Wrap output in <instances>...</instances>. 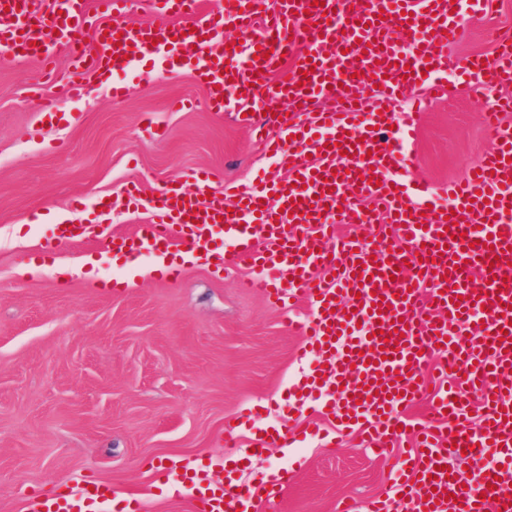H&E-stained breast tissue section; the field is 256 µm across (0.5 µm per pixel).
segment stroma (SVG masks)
Listing matches in <instances>:
<instances>
[{
    "mask_svg": "<svg viewBox=\"0 0 512 512\" xmlns=\"http://www.w3.org/2000/svg\"><path fill=\"white\" fill-rule=\"evenodd\" d=\"M509 28L512 0H486L465 16L445 49L447 92L428 101L420 128L406 136L419 175L437 192L491 145L457 67L472 55L493 57L496 32ZM41 71L35 56L0 63V512H26L33 498L89 477L117 493L106 512H123L133 493L151 512H191L171 492L182 465L238 456L224 444V423L245 411L240 447L289 427L302 433L236 471L256 486L292 470L269 502L273 512H338L347 497L385 496L408 447L390 440L376 456L360 430L337 439L340 420L323 401L300 412L302 341L282 309L238 288L247 270L218 277L195 262L165 280L153 256L113 254L64 280L59 267L88 253L58 246L51 222L37 219L101 217L129 232L144 216L122 206L126 186L144 196L171 183L190 189L206 171L229 196L255 174L284 178L287 170L231 113L202 109L204 81L174 54L137 58L77 98ZM43 96L58 103L51 114L36 106ZM164 466L167 485L151 487Z\"/></svg>",
    "mask_w": 512,
    "mask_h": 512,
    "instance_id": "1",
    "label": "stroma"
}]
</instances>
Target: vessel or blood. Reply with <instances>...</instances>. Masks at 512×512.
<instances>
[{
	"instance_id": "1",
	"label": "vessel or blood",
	"mask_w": 512,
	"mask_h": 512,
	"mask_svg": "<svg viewBox=\"0 0 512 512\" xmlns=\"http://www.w3.org/2000/svg\"><path fill=\"white\" fill-rule=\"evenodd\" d=\"M482 0H146L148 23L113 20L97 54L78 46L91 11H118V0H0V41L21 16L33 18L30 41L46 64L66 53L73 92L98 66L124 68L129 56L173 45L203 69L209 112L260 113L276 97L290 107L263 143L286 166L284 178L241 186L233 208L209 176L194 192L172 185L152 200L126 195L147 210V223L129 234H108L104 251L137 258L144 248L162 255H201L215 270L250 269L243 285L290 311V327L321 361L299 387L302 400L325 391L346 425L363 424L370 444L398 436L399 407L424 396L426 365L441 347H454L439 368L452 382L413 430L412 453L399 459L408 480L383 498L345 499L340 512H512V126L499 113L512 97V41L497 58L462 67L467 92L494 120V144L479 165L449 185L445 204L412 166L394 126L418 125L420 113H397L400 98L423 103L446 91L448 65L435 48L457 35L464 16ZM240 40L224 41L225 26ZM401 28L407 42L391 39ZM290 79L270 84L283 59ZM382 96L369 111L367 85ZM332 110L319 112L321 100ZM387 219L374 241L336 237L339 224ZM221 231L229 251L212 247ZM311 303L294 315L297 299ZM483 411L470 424L471 394ZM497 448L500 464L484 482L463 489L446 465ZM184 490L192 512H255L258 492L235 481L214 483L206 464H185ZM111 483L81 480L63 492L29 502L27 512H103Z\"/></svg>"
}]
</instances>
